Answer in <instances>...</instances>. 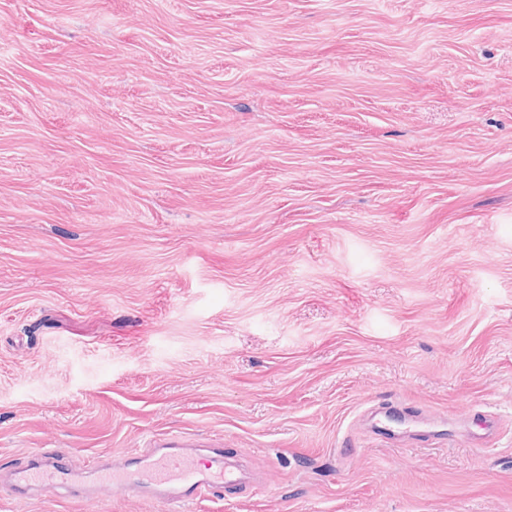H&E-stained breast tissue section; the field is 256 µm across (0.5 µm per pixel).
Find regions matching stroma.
<instances>
[{
  "label": "stroma",
  "instance_id": "35a3bbf8",
  "mask_svg": "<svg viewBox=\"0 0 512 512\" xmlns=\"http://www.w3.org/2000/svg\"><path fill=\"white\" fill-rule=\"evenodd\" d=\"M166 443L512 512V0H0V473Z\"/></svg>",
  "mask_w": 512,
  "mask_h": 512
}]
</instances>
